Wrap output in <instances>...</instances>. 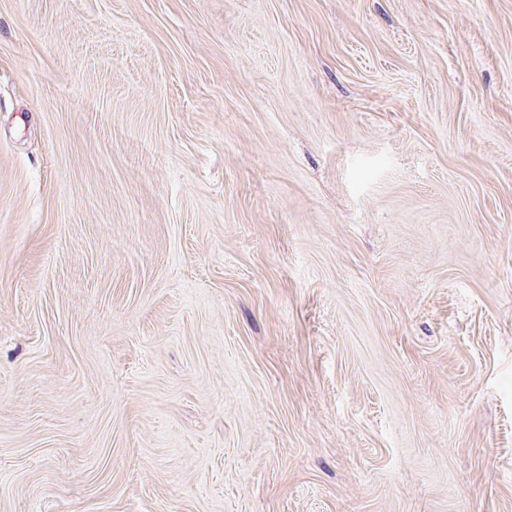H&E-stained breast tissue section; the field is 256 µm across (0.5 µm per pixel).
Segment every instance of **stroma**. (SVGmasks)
Segmentation results:
<instances>
[{
    "label": "stroma",
    "instance_id": "1",
    "mask_svg": "<svg viewBox=\"0 0 512 512\" xmlns=\"http://www.w3.org/2000/svg\"><path fill=\"white\" fill-rule=\"evenodd\" d=\"M0 512H512V0H0Z\"/></svg>",
    "mask_w": 512,
    "mask_h": 512
}]
</instances>
